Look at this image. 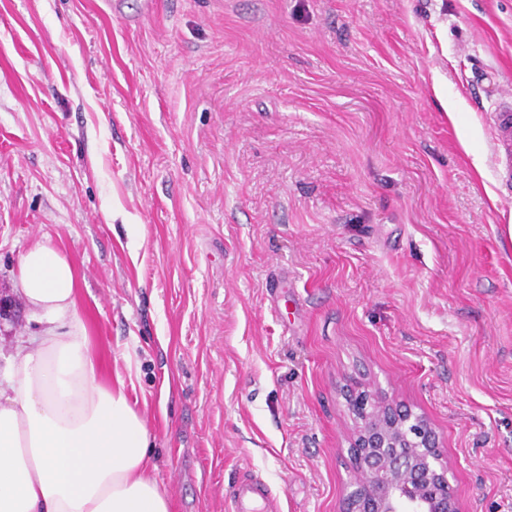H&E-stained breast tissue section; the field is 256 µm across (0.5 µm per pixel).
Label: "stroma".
<instances>
[{"instance_id":"35a3bbf8","label":"stroma","mask_w":512,"mask_h":512,"mask_svg":"<svg viewBox=\"0 0 512 512\" xmlns=\"http://www.w3.org/2000/svg\"><path fill=\"white\" fill-rule=\"evenodd\" d=\"M508 103L512 0H0V372L47 238L172 512L246 472L340 512L347 377L426 417L463 512H512ZM494 133L497 145V163L506 174L512 172V108L504 106L495 112Z\"/></svg>"}]
</instances>
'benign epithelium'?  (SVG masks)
Returning <instances> with one entry per match:
<instances>
[{
    "instance_id": "7a95c632",
    "label": "benign epithelium",
    "mask_w": 512,
    "mask_h": 512,
    "mask_svg": "<svg viewBox=\"0 0 512 512\" xmlns=\"http://www.w3.org/2000/svg\"><path fill=\"white\" fill-rule=\"evenodd\" d=\"M340 391L355 422L350 447L361 476L341 512H461L451 466L427 420L354 378Z\"/></svg>"
}]
</instances>
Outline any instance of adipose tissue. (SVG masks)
Returning a JSON list of instances; mask_svg holds the SVG:
<instances>
[{"mask_svg":"<svg viewBox=\"0 0 512 512\" xmlns=\"http://www.w3.org/2000/svg\"><path fill=\"white\" fill-rule=\"evenodd\" d=\"M16 282L43 329L0 380V512H171L124 377L101 379L72 261L36 241Z\"/></svg>","mask_w":512,"mask_h":512,"instance_id":"adipose-tissue-1","label":"adipose tissue"}]
</instances>
